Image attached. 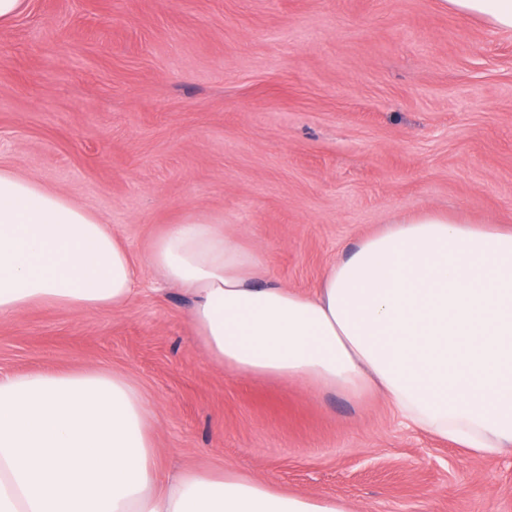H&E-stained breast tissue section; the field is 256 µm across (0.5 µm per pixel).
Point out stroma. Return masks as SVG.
Wrapping results in <instances>:
<instances>
[{"label": "stroma", "mask_w": 512, "mask_h": 512, "mask_svg": "<svg viewBox=\"0 0 512 512\" xmlns=\"http://www.w3.org/2000/svg\"><path fill=\"white\" fill-rule=\"evenodd\" d=\"M0 168L103 217L141 268L124 310L0 316V374L125 376L170 468L347 512H512V454H466L373 393L215 366L144 266L190 213L304 294L396 215L512 228V32L440 0H29L0 26Z\"/></svg>", "instance_id": "1"}]
</instances>
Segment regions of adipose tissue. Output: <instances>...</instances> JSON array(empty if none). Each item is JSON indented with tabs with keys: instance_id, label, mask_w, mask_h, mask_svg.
Masks as SVG:
<instances>
[{
	"instance_id": "obj_1",
	"label": "adipose tissue",
	"mask_w": 512,
	"mask_h": 512,
	"mask_svg": "<svg viewBox=\"0 0 512 512\" xmlns=\"http://www.w3.org/2000/svg\"><path fill=\"white\" fill-rule=\"evenodd\" d=\"M512 32V0H441ZM146 265L192 299L196 342L233 374L353 396L478 456L512 452V229L424 210L282 285L223 217L167 225ZM138 270L98 215L0 169V315L129 306ZM152 413L122 375L0 377V512H346L223 470L163 473Z\"/></svg>"
}]
</instances>
